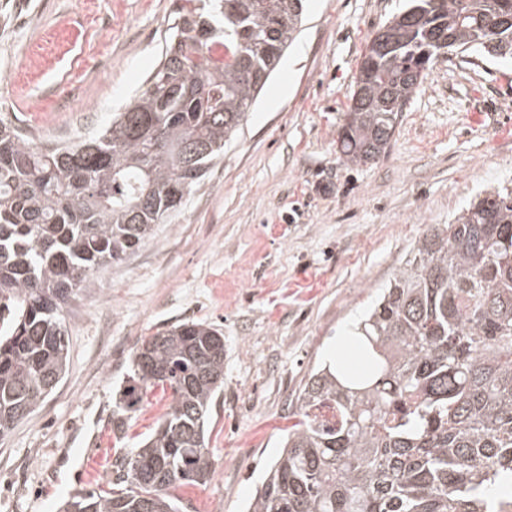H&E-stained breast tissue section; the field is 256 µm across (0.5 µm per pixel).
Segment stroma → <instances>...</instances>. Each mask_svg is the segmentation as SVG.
Listing matches in <instances>:
<instances>
[{
	"mask_svg": "<svg viewBox=\"0 0 512 512\" xmlns=\"http://www.w3.org/2000/svg\"><path fill=\"white\" fill-rule=\"evenodd\" d=\"M406 0H308L289 47L224 158L170 223L98 269L64 310L69 370L0 437V512H58L107 485L167 407L161 393L112 431L145 337L194 321L224 333L211 409L214 474L180 512H244L281 452L310 374L432 224L512 179V60L471 52L429 71L384 156L336 148L366 45ZM175 0H0V113L35 142L112 120L161 53ZM84 110L72 108V100Z\"/></svg>",
	"mask_w": 512,
	"mask_h": 512,
	"instance_id": "obj_1",
	"label": "stroma"
}]
</instances>
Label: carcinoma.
I'll return each mask as SVG.
<instances>
[{
    "mask_svg": "<svg viewBox=\"0 0 512 512\" xmlns=\"http://www.w3.org/2000/svg\"><path fill=\"white\" fill-rule=\"evenodd\" d=\"M303 21V0H181L158 65L98 134L39 146L0 118V436L65 377L75 290L180 211ZM466 51L512 59V0H410L366 46L340 158L384 154L427 72ZM355 331L363 367L311 374L247 512H512V186L429 225ZM131 365L113 429L157 389L166 412L109 488L61 512H179L176 491L214 473L223 332L173 326Z\"/></svg>",
    "mask_w": 512,
    "mask_h": 512,
    "instance_id": "1",
    "label": "carcinoma"
}]
</instances>
